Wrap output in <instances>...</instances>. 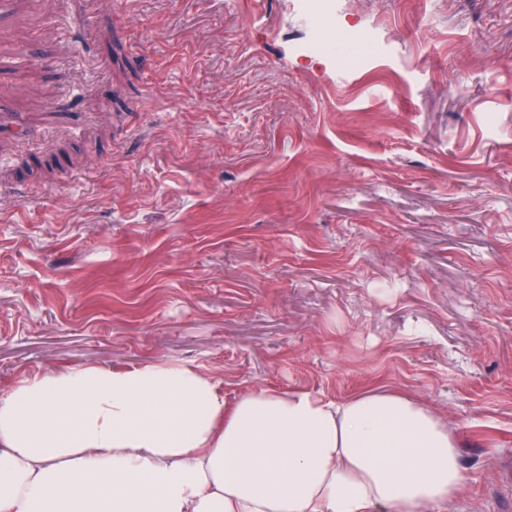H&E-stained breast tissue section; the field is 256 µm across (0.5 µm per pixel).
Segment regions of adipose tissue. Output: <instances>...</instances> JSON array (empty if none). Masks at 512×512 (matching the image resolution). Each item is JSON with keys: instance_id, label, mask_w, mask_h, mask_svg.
I'll return each mask as SVG.
<instances>
[{"instance_id": "obj_1", "label": "adipose tissue", "mask_w": 512, "mask_h": 512, "mask_svg": "<svg viewBox=\"0 0 512 512\" xmlns=\"http://www.w3.org/2000/svg\"><path fill=\"white\" fill-rule=\"evenodd\" d=\"M464 485L447 421L394 390L228 407L196 368L147 362L0 394V512H442Z\"/></svg>"}]
</instances>
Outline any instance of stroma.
Instances as JSON below:
<instances>
[{
    "mask_svg": "<svg viewBox=\"0 0 512 512\" xmlns=\"http://www.w3.org/2000/svg\"><path fill=\"white\" fill-rule=\"evenodd\" d=\"M8 113L0 393L399 389L458 438L445 512H512V0H0Z\"/></svg>",
    "mask_w": 512,
    "mask_h": 512,
    "instance_id": "obj_1",
    "label": "stroma"
}]
</instances>
